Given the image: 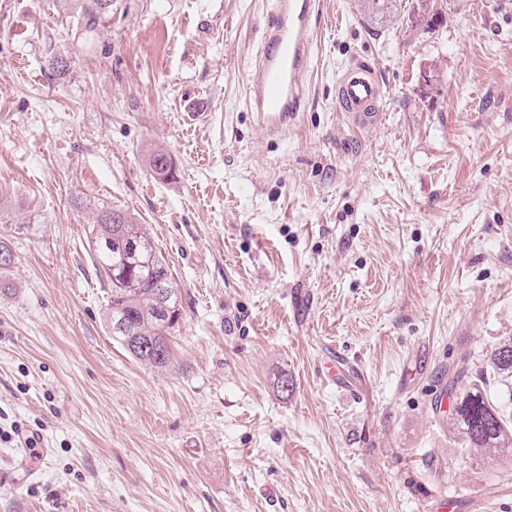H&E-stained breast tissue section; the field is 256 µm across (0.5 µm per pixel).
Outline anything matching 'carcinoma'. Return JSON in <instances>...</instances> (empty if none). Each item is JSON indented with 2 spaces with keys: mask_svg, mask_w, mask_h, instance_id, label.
I'll return each instance as SVG.
<instances>
[{
  "mask_svg": "<svg viewBox=\"0 0 512 512\" xmlns=\"http://www.w3.org/2000/svg\"><path fill=\"white\" fill-rule=\"evenodd\" d=\"M116 0H78L84 40L94 44L97 30L112 20ZM365 10L387 17L391 0H363ZM149 167L158 178L174 176L172 158L163 151L148 157ZM88 249L97 272L110 286L107 324L112 341L134 360L157 370L172 363L169 337L183 316L179 291L160 292L162 280L170 273L162 254L157 251L144 225L130 213L109 206L101 207L91 225ZM140 339L155 345L159 352L144 353L127 347V339ZM491 371L480 370L470 378L469 386H450L453 401L450 423L460 438V445L476 453L501 451L512 454V417L491 397V382L512 385V342L491 354Z\"/></svg>",
  "mask_w": 512,
  "mask_h": 512,
  "instance_id": "obj_1",
  "label": "carcinoma"
}]
</instances>
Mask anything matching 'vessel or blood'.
<instances>
[{"label":"vessel or blood","mask_w":512,"mask_h":512,"mask_svg":"<svg viewBox=\"0 0 512 512\" xmlns=\"http://www.w3.org/2000/svg\"><path fill=\"white\" fill-rule=\"evenodd\" d=\"M317 0H275L259 59L248 75L249 104L267 136H281L304 106L302 77L311 53V19ZM382 86L374 66L357 59L336 78L340 111L359 122L380 112Z\"/></svg>","instance_id":"b4317fda"}]
</instances>
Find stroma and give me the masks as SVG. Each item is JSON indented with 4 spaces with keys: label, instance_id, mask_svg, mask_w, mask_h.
<instances>
[{
    "label": "stroma",
    "instance_id": "35a3bbf8",
    "mask_svg": "<svg viewBox=\"0 0 512 512\" xmlns=\"http://www.w3.org/2000/svg\"><path fill=\"white\" fill-rule=\"evenodd\" d=\"M359 2L319 0L305 108L271 139L246 78L273 0H117L96 53L74 0H0V512H512V463L436 405L512 339V0ZM360 57L365 124L336 108ZM104 203L169 263L170 370L106 328ZM332 349L352 395L320 379ZM382 86L374 66L364 59H355L336 78V100L340 112L354 120L369 122L382 112Z\"/></svg>",
    "mask_w": 512,
    "mask_h": 512
}]
</instances>
